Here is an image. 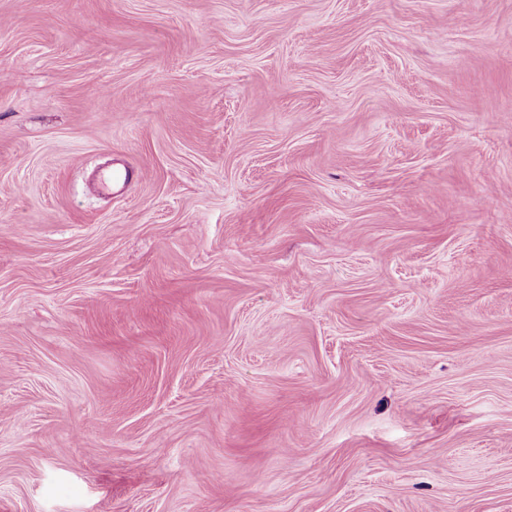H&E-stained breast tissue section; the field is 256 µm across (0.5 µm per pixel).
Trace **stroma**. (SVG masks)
Segmentation results:
<instances>
[{
	"label": "stroma",
	"instance_id": "35a3bbf8",
	"mask_svg": "<svg viewBox=\"0 0 512 512\" xmlns=\"http://www.w3.org/2000/svg\"><path fill=\"white\" fill-rule=\"evenodd\" d=\"M0 512H512V0H0Z\"/></svg>",
	"mask_w": 512,
	"mask_h": 512
}]
</instances>
